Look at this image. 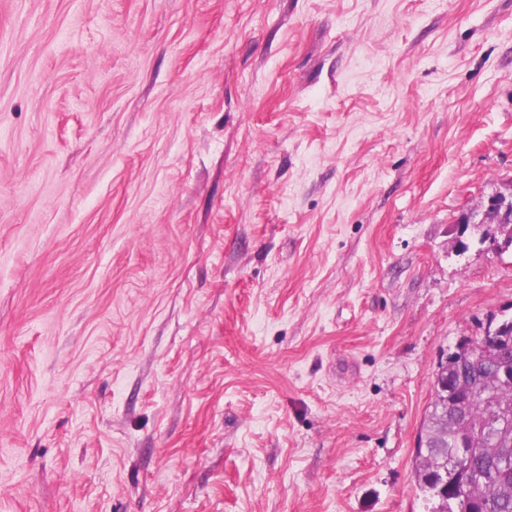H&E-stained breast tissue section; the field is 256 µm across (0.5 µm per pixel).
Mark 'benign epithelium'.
<instances>
[{"label":"benign epithelium","instance_id":"obj_1","mask_svg":"<svg viewBox=\"0 0 512 512\" xmlns=\"http://www.w3.org/2000/svg\"><path fill=\"white\" fill-rule=\"evenodd\" d=\"M457 224L459 242L469 230L479 228V242L488 245V249L496 253L512 249V187L506 194L499 192L488 197L479 222H474V215L466 213Z\"/></svg>","mask_w":512,"mask_h":512}]
</instances>
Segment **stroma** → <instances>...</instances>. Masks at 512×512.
<instances>
[{
  "instance_id": "stroma-1",
  "label": "stroma",
  "mask_w": 512,
  "mask_h": 512,
  "mask_svg": "<svg viewBox=\"0 0 512 512\" xmlns=\"http://www.w3.org/2000/svg\"><path fill=\"white\" fill-rule=\"evenodd\" d=\"M511 186L512 0H0V512H429ZM508 190L507 194L499 192L488 197L482 207V218L479 222L475 223V215L467 213L458 219L459 235L456 238V247L459 252H465L463 250L467 247L462 245V237L469 230L480 227L483 228L478 237L481 245L488 243L487 248L495 253L512 249V187Z\"/></svg>"
}]
</instances>
